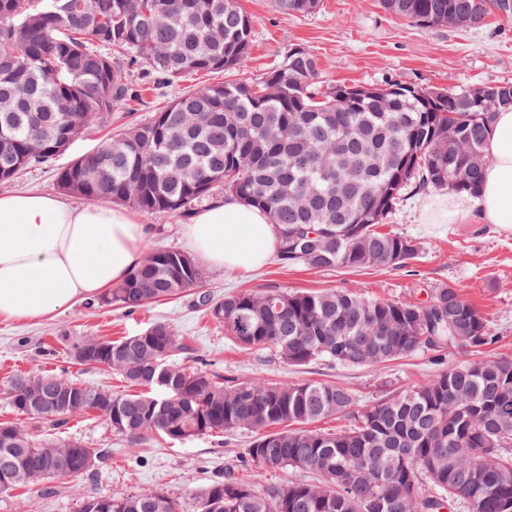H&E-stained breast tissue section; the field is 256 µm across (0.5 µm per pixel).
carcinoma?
<instances>
[{
  "mask_svg": "<svg viewBox=\"0 0 512 512\" xmlns=\"http://www.w3.org/2000/svg\"><path fill=\"white\" fill-rule=\"evenodd\" d=\"M277 11L314 14L320 0H273ZM389 15L420 27L435 16L468 13L472 25L512 16V0H380ZM253 21L235 0H0V181L54 160L69 139L134 95L130 71L143 65L154 89L186 74L230 72L250 53ZM316 56L298 49L262 81L199 86L116 139L108 152L57 173L61 190L184 218L217 183L269 213L278 257L314 269L408 264L413 240L380 230L404 197L421 188L478 193L489 162L488 130L512 107V82L432 90L316 85ZM481 96L489 109L466 106ZM188 255L151 248L121 284L101 295L128 312L201 283ZM208 304L224 332L246 349L273 352L292 367L324 361L364 367L449 348L492 345L490 320L451 286L430 301L378 300L344 290L227 294ZM72 345L84 365L106 366L147 388L118 396L80 387L79 413L93 412L129 439L172 441L239 428L253 433L237 468L197 498L195 512H512V357L464 358L427 382L359 405L343 386L322 382H236L169 363L182 342L157 322L116 340ZM33 391H71L64 373L19 374L6 400L19 417L58 430L70 410L47 409ZM345 416L336 432L306 425ZM19 423H0V493L62 476L92 475L107 457ZM283 469L310 479L259 491L236 469ZM79 512H184L180 499L143 491L88 495Z\"/></svg>",
  "mask_w": 512,
  "mask_h": 512,
  "instance_id": "cac0c4a2",
  "label": "carcinoma"
}]
</instances>
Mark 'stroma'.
I'll return each instance as SVG.
<instances>
[{"label":"stroma","mask_w":512,"mask_h":512,"mask_svg":"<svg viewBox=\"0 0 512 512\" xmlns=\"http://www.w3.org/2000/svg\"><path fill=\"white\" fill-rule=\"evenodd\" d=\"M251 16L254 42L240 73L261 81L279 66L289 50L302 48L321 65L325 85H380L401 81L425 88L457 90L472 85L512 81V17L492 15L481 24L458 28L420 29L387 14L378 0H321L317 13L293 17L277 12L272 0H237ZM212 74L186 76L163 93H148L130 109L115 111L92 123L60 154L54 167L29 169L11 181L0 182V192L34 189L57 192L56 171L94 151L103 140L148 122L155 112L198 86L215 82ZM424 190L397 205L384 226L415 241L419 257L411 264L366 269H311L288 266L271 258L249 276L202 264L203 283L170 299L152 302L129 313L112 306L81 303L41 320L0 319V422L14 420L5 400L10 377L30 370L67 372L78 383L107 387L115 394L135 393L112 370L79 364L72 344L84 338L117 339L145 331L163 321L180 336L184 348L173 357L186 368H206L224 378L265 383L317 381L352 390L365 404L406 385L430 379L439 370L429 355L420 353L382 365L342 368L326 363L291 367L266 350H245L224 333V326L199 307L200 293L220 298L249 291L321 292L346 289L384 300L429 301L434 288L456 287L491 321L497 343L479 357L492 360L512 355V232L478 218L458 224H424L419 220L423 201L435 198ZM140 223L155 227L151 247L190 253L180 234L182 219L172 213L138 211ZM68 437L89 448H105L109 457L93 476L57 481L55 494L22 486L0 494V512H78L90 493L120 497L141 491H162L182 500L192 512L197 496L236 464L252 435L246 430L171 441L150 433L131 441L114 433L96 414L71 416Z\"/></svg>","instance_id":"35a3bbf8"}]
</instances>
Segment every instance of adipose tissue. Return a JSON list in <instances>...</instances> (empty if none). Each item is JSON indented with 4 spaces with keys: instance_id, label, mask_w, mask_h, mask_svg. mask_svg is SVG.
Listing matches in <instances>:
<instances>
[{
    "instance_id": "ef3b65f1",
    "label": "adipose tissue",
    "mask_w": 512,
    "mask_h": 512,
    "mask_svg": "<svg viewBox=\"0 0 512 512\" xmlns=\"http://www.w3.org/2000/svg\"><path fill=\"white\" fill-rule=\"evenodd\" d=\"M485 149L491 161L479 195L452 192L423 203L424 223L476 214L512 231V108L496 113ZM153 233L122 207L0 192V318L37 320L101 295L141 264ZM183 233L210 265L242 273L261 268L279 248L268 213L232 196L195 212Z\"/></svg>"
}]
</instances>
